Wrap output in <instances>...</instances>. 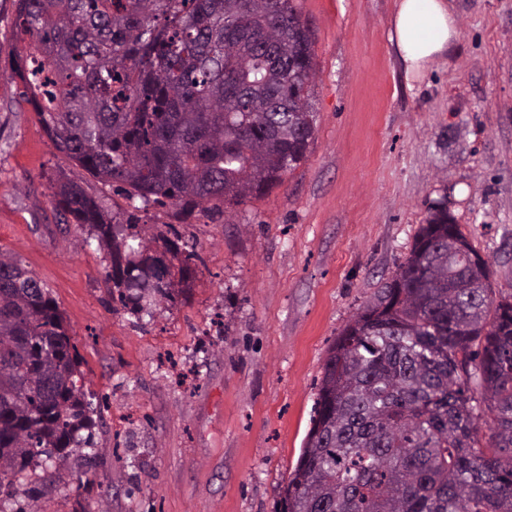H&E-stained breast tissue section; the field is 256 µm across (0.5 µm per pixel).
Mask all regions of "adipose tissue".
Segmentation results:
<instances>
[{"label": "adipose tissue", "mask_w": 512, "mask_h": 512, "mask_svg": "<svg viewBox=\"0 0 512 512\" xmlns=\"http://www.w3.org/2000/svg\"><path fill=\"white\" fill-rule=\"evenodd\" d=\"M456 34L457 19L449 0H399L390 42L406 78L420 77L430 62L448 54Z\"/></svg>", "instance_id": "1"}]
</instances>
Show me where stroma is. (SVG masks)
Listing matches in <instances>:
<instances>
[{
  "label": "stroma",
  "instance_id": "obj_1",
  "mask_svg": "<svg viewBox=\"0 0 512 512\" xmlns=\"http://www.w3.org/2000/svg\"><path fill=\"white\" fill-rule=\"evenodd\" d=\"M315 37L316 130L269 194L181 221L130 208L56 152L0 54V251L49 289L94 408L78 455L0 488L9 512H280L329 347L443 204L512 297V0H452L448 56L415 81L389 41L398 0H295ZM66 175L145 244L175 231L191 290L134 315L106 252L58 212Z\"/></svg>",
  "mask_w": 512,
  "mask_h": 512
}]
</instances>
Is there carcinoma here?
Here are the masks:
<instances>
[{"instance_id": "obj_1", "label": "carcinoma", "mask_w": 512, "mask_h": 512, "mask_svg": "<svg viewBox=\"0 0 512 512\" xmlns=\"http://www.w3.org/2000/svg\"><path fill=\"white\" fill-rule=\"evenodd\" d=\"M12 76L54 150L186 219L308 157L311 27L293 0H16ZM53 204L107 251L132 314L187 287L65 176ZM82 360L44 284L0 252V487L92 446ZM282 512H512V300L448 211L330 347Z\"/></svg>"}]
</instances>
